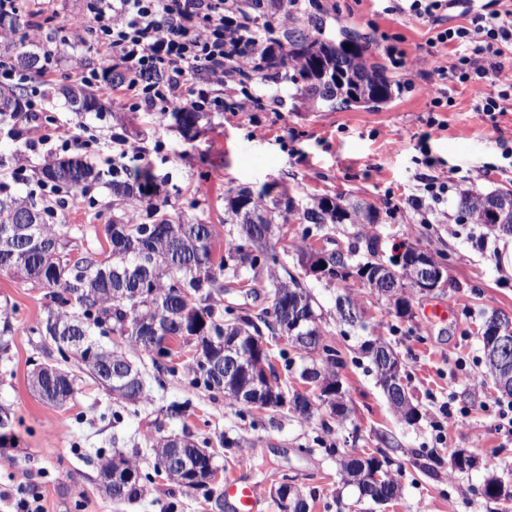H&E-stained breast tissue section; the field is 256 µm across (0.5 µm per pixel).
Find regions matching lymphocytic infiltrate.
I'll use <instances>...</instances> for the list:
<instances>
[{"label":"lymphocytic infiltrate","instance_id":"1","mask_svg":"<svg viewBox=\"0 0 512 512\" xmlns=\"http://www.w3.org/2000/svg\"><path fill=\"white\" fill-rule=\"evenodd\" d=\"M457 2L460 23L450 24L449 4ZM239 0H90L88 14L69 18L83 23L79 43L103 47L132 79L123 91L135 110L209 112L221 110L219 99L197 90L195 81L223 84L227 61L251 73L257 54L267 49L265 28L236 19ZM391 12L426 22L433 48L453 47L445 66H432L428 56L408 58L411 71L427 78L429 108L444 112L452 105L448 85H462L479 111L512 108V0L485 12L476 0H394Z\"/></svg>","mask_w":512,"mask_h":512}]
</instances>
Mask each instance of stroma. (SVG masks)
Masks as SVG:
<instances>
[{
  "mask_svg": "<svg viewBox=\"0 0 512 512\" xmlns=\"http://www.w3.org/2000/svg\"><path fill=\"white\" fill-rule=\"evenodd\" d=\"M88 0H27L24 19L34 31H46L47 20L63 25L70 15L86 12ZM388 0H313L296 13L293 24L319 20L325 37L351 30L368 40L369 58L404 85L402 94L375 106L332 109L305 102L294 83L251 81L249 86H208L223 99V110L211 113L195 134L183 135L157 112L133 111L121 88L102 79L112 57L101 48L55 45L57 63L45 81L31 84L39 113L36 122L17 119L0 125V154L26 158L24 175L0 169V181L26 193L36 187L35 171L46 153H61L59 141L30 149L39 125L55 118L66 126L85 127L95 145L85 161L105 169L118 156L119 139L140 146L160 177L159 200L170 215L214 225L226 236L224 194L230 189L288 193L302 202L342 196L365 201L380 211L375 224H328L312 241L329 250H355L366 257L369 242L388 258L404 245L428 249L448 270L447 287L430 294L410 291L412 313L396 317L384 298L367 287L353 297L364 312V328L340 324L336 283L306 277L319 303L326 344L342 361L338 369L350 415L337 423L322 409L304 419L292 411L248 410L223 394L192 385L191 347H173L167 365L175 375L156 383L148 357H136L146 401L116 402L89 375L80 374L77 391L66 405H48L31 391L28 378L40 365L55 363L58 354L41 334L51 303L44 289L0 275V411L9 422L0 429V489L13 494L41 493L45 512H233L216 500L154 474V459L145 435H191L217 446L219 477L242 474L261 489L256 512H278L272 492L283 479L309 495L312 512H498L496 503L477 489L492 475L512 479V437L500 431L497 409L486 405L493 382L476 389L475 375L486 372L481 344L491 314L512 316V270L501 255L512 248V236L491 232L484 224L457 221L463 191L478 187L489 193L512 189V110L490 117L476 111L468 93L453 87V107L440 113L443 127L430 126L426 82L400 65L372 39L385 33L408 53L426 49L427 26L408 15L388 13ZM80 58L95 72L93 88L104 104L98 112H75L63 97H46L47 83L61 78L78 82L71 69ZM262 106L237 109L249 94ZM430 173L447 181L442 211L414 208L410 199L420 189L419 176ZM112 194L94 184L71 196L58 209V223L68 225L78 253L108 249L103 231L111 218ZM448 308L444 320H428L427 307ZM386 342L403 364V382L420 412L415 424L402 422L388 404L361 347L371 339ZM172 401H187L186 417L169 418ZM450 405V415L440 408ZM120 421H113V412ZM141 451V467L153 473L146 494L134 505L116 504L98 482L99 452ZM465 449L478 459L475 469L449 474L453 452ZM347 452L387 456L401 494L387 507L359 502L354 486L344 484L339 460Z\"/></svg>",
  "mask_w": 512,
  "mask_h": 512,
  "instance_id": "1",
  "label": "stroma"
}]
</instances>
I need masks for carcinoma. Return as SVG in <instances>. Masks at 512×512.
I'll list each match as a JSON object with an SVG mask.
<instances>
[{
    "mask_svg": "<svg viewBox=\"0 0 512 512\" xmlns=\"http://www.w3.org/2000/svg\"><path fill=\"white\" fill-rule=\"evenodd\" d=\"M1 35L4 40L0 41V69L22 73L21 82L0 84V121H5L29 110L30 98L24 80L42 77L54 56L21 22L19 15L11 11L0 12ZM283 37L285 42H277L280 54L271 53L255 60V74L275 82L283 78L302 79L305 85L299 92L313 105L321 103L334 108L353 100L369 103L393 97L395 82L383 67L364 61L365 46L348 48L343 40L331 43L317 35L314 26L286 32ZM270 70L274 74H268ZM292 71L298 76L290 75ZM59 93L67 98L75 112L101 109V103L87 84L63 86ZM207 117L206 112H181L173 116V120L188 133ZM101 178V171L78 158H56L43 164L37 172L38 187L50 193L49 199L32 191L18 196L11 193L8 186L0 184V272L36 283L46 290V296L57 309L49 312L43 323L45 336L52 341L62 361L75 359L84 372L101 385L104 378L100 367L85 358L87 342L105 349L93 338L95 331L101 336L119 337L121 342L112 345V362L130 366L128 348L153 357L155 351L163 350V339L176 337L184 344L186 337L202 331L213 337L211 351L221 354L226 337H236L239 344L247 345L252 337H262L265 330L278 335L279 327L268 318L271 310L278 317L290 305L315 309L317 301L313 294L289 271H284L282 277L271 275V269L277 265V257L269 248L276 217L283 213L296 214L299 223L306 225L304 237L307 239L313 230H320L325 224H338L342 219L347 224H374L378 218L373 206L349 202L341 196L316 198L302 206L286 193L272 198L265 189L256 194L230 189L224 194V223L232 228L227 231L222 250L214 254L217 236L210 224L174 221L156 204L149 206L148 220L137 221L131 217L132 211L140 208L143 197L157 193V175L147 165L136 171L135 186L117 179L109 183L113 202L122 210L121 217L107 220L104 227L111 246L109 255L103 259L88 255L72 260L67 251L68 226L56 223V208L65 203V197ZM458 212L461 220L470 224H488L511 234L512 189L488 194L468 191L460 196ZM18 224L35 225V239L11 236L12 227ZM117 224L121 226V233H110ZM140 263L149 266L151 276L144 280L128 279L126 299L111 294L115 282L101 270L125 274ZM226 277L245 278L250 283L265 285L271 307L253 313L246 308L215 306L214 295L224 292ZM358 284L371 286L366 281ZM358 284H345L346 294L336 299L340 321L350 325L361 319L360 314L352 311L351 289ZM139 318L157 323L160 332L155 335L134 329ZM288 345L305 355L318 350L325 354L320 362L303 368L300 378L319 377L330 387H342L336 372L339 361L335 349L326 345L318 349L298 338L288 339ZM364 352L379 383L386 386V368L399 362L396 354L379 339L367 341ZM191 371L193 383L250 408H258L249 394L258 388L257 382L263 380L267 372L273 379L272 388L284 394L274 362L267 358L257 359L247 364V370L237 369L222 378L212 376L196 359ZM129 380V391H117L111 386L107 391L118 400L136 404L144 397L138 369H133ZM30 385L41 400L54 406L65 405L75 394L73 378L52 365L34 371ZM288 409L308 419L314 405L305 395L295 392L288 398ZM179 450L202 472L212 470L215 465V453L199 447L187 434L183 435ZM151 451L155 471H166L165 439L157 440ZM139 456L137 448L129 454L100 455V473L118 463L130 469L128 480L115 481L112 489L106 491L112 500L132 504L144 495L145 482L151 477L142 474ZM374 462L375 457L371 455L347 453L342 459V470L356 484L359 499L383 506L400 496L401 486L384 469L388 458H383L381 467ZM484 486L485 498L495 503L500 501L502 493L512 491V484L496 477L487 479Z\"/></svg>",
    "mask_w": 512,
    "mask_h": 512,
    "instance_id": "1",
    "label": "carcinoma"
}]
</instances>
